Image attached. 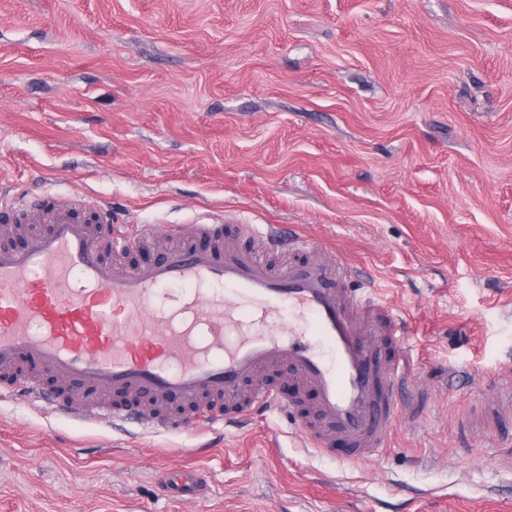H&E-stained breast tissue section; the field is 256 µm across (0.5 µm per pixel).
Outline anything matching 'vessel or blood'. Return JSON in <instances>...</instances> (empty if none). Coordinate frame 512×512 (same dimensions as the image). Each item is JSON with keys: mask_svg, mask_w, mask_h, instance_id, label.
<instances>
[{"mask_svg": "<svg viewBox=\"0 0 512 512\" xmlns=\"http://www.w3.org/2000/svg\"><path fill=\"white\" fill-rule=\"evenodd\" d=\"M0 220L38 225L24 246L0 245V390L50 411L72 403L17 376L34 366L95 394L84 408L112 424L176 434L196 419L234 423L257 413L295 417L306 445L344 444L352 459L386 447L405 385L402 315L385 309L371 276L324 259L280 224H190L146 263L151 246L126 234L108 209L44 196L0 209ZM207 301H200V293ZM252 310L237 317L239 306ZM287 319L279 333L272 323ZM389 359H380L382 350ZM282 367L316 396L299 399L265 381ZM144 398L112 406L105 393ZM512 385L489 394L484 424L499 423Z\"/></svg>", "mask_w": 512, "mask_h": 512, "instance_id": "1", "label": "vessel or blood"}]
</instances>
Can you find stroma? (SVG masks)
<instances>
[{"label": "stroma", "mask_w": 512, "mask_h": 512, "mask_svg": "<svg viewBox=\"0 0 512 512\" xmlns=\"http://www.w3.org/2000/svg\"><path fill=\"white\" fill-rule=\"evenodd\" d=\"M1 192L159 243L297 226L406 318L425 398L353 462L281 414L130 433L0 392V512H512L506 433L458 428L512 362V0H0Z\"/></svg>", "instance_id": "stroma-1"}]
</instances>
